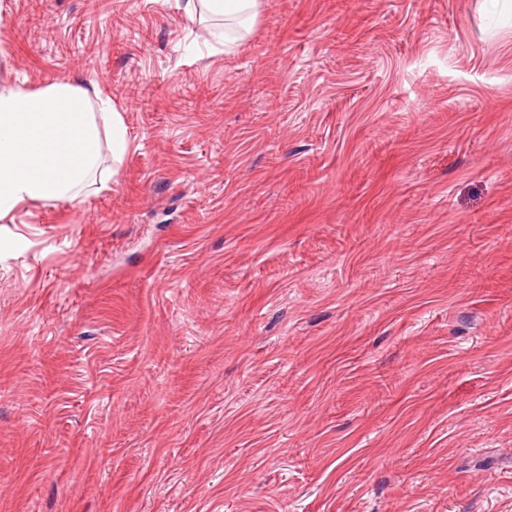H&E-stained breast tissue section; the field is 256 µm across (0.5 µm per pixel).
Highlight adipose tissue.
I'll list each match as a JSON object with an SVG mask.
<instances>
[{"label": "adipose tissue", "instance_id": "adipose-tissue-1", "mask_svg": "<svg viewBox=\"0 0 512 512\" xmlns=\"http://www.w3.org/2000/svg\"><path fill=\"white\" fill-rule=\"evenodd\" d=\"M249 34L261 0H198ZM107 133L113 162L129 145L127 128L95 86L54 83L31 91L0 89V213L26 199L57 200L88 183L98 168L99 135Z\"/></svg>", "mask_w": 512, "mask_h": 512}]
</instances>
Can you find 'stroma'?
<instances>
[{
	"mask_svg": "<svg viewBox=\"0 0 512 512\" xmlns=\"http://www.w3.org/2000/svg\"><path fill=\"white\" fill-rule=\"evenodd\" d=\"M0 0L104 190L0 216V512H512V0ZM195 11L205 10L209 13L224 15V45H232L249 34L259 14L261 0H198ZM227 23V24H226ZM238 26V36L230 38L226 27Z\"/></svg>",
	"mask_w": 512,
	"mask_h": 512,
	"instance_id": "1",
	"label": "stroma"
}]
</instances>
